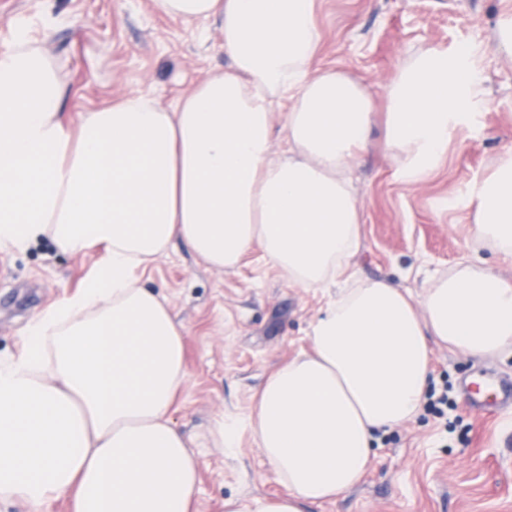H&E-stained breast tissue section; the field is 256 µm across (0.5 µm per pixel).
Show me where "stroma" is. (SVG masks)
<instances>
[{
	"instance_id": "stroma-1",
	"label": "stroma",
	"mask_w": 512,
	"mask_h": 512,
	"mask_svg": "<svg viewBox=\"0 0 512 512\" xmlns=\"http://www.w3.org/2000/svg\"><path fill=\"white\" fill-rule=\"evenodd\" d=\"M324 42L318 61L338 67L383 98L397 64L428 47L477 48L474 64L486 104L455 133L437 169L408 183L393 162L371 154L351 164L364 245L358 278H386L421 298L424 280L461 257L506 276L512 264L469 238L473 188L512 148V53L489 52L497 21L512 0H317ZM56 68L71 118L132 93L170 103L223 67L215 22L189 26L155 12L150 0H0V52L18 27ZM102 249L65 254L48 241L23 251L0 249V357L18 354L31 320L74 293ZM163 294L186 328V384L171 410L202 462L195 512H224L282 488L249 430L227 457L212 430L245 419L253 395L277 364L308 349L311 324L329 296L288 281L252 250L240 267H212L175 246L136 272ZM431 389L448 388V413L420 410L379 434L363 481L311 512H512V408L488 416L470 409L461 386L483 368L512 378V349L476 359L434 347Z\"/></svg>"
}]
</instances>
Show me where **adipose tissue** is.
<instances>
[{
  "label": "adipose tissue",
  "instance_id": "ef3b65f1",
  "mask_svg": "<svg viewBox=\"0 0 512 512\" xmlns=\"http://www.w3.org/2000/svg\"><path fill=\"white\" fill-rule=\"evenodd\" d=\"M185 23L220 19L229 64L165 104L131 94L71 125L51 62L24 39L0 53V246L104 250L79 289L0 360V505L42 512H193L201 462L170 419L187 380L185 328L135 269L181 242L237 268L252 249L289 282L333 290L307 353L269 372L245 425L283 486L225 512H303L357 486L377 433L415 417L432 348L512 346V277L465 259L424 300L362 280L350 163L378 144L425 179L484 97L473 51L426 48L383 102L316 60V0H152ZM283 123L274 127L273 112ZM287 150L272 156L275 135ZM473 241L512 260V151L479 183Z\"/></svg>",
  "mask_w": 512,
  "mask_h": 512
}]
</instances>
